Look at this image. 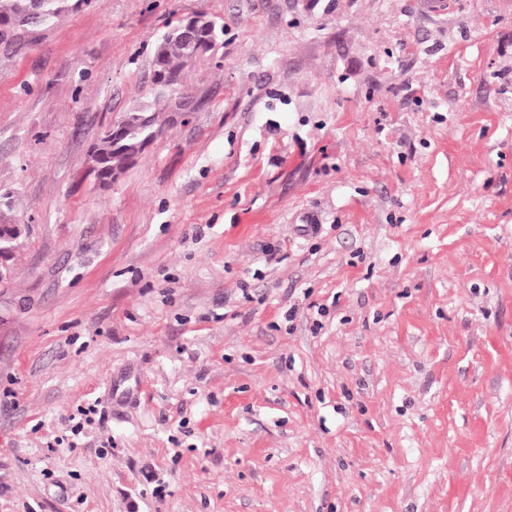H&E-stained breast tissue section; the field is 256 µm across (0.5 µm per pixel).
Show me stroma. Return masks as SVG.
I'll return each mask as SVG.
<instances>
[{
	"label": "stroma",
	"mask_w": 512,
	"mask_h": 512,
	"mask_svg": "<svg viewBox=\"0 0 512 512\" xmlns=\"http://www.w3.org/2000/svg\"><path fill=\"white\" fill-rule=\"evenodd\" d=\"M447 2L101 0L0 45V512H512V0ZM199 13L194 110L98 185ZM199 15L203 17V24L197 34V24L194 22L196 16H193L187 19L186 22H183V24L181 21L172 26L157 41L153 53L154 84L157 86L159 83H164L167 88L163 89L157 86L160 93L155 99L154 104L124 112L117 119V125L112 126L111 130V124L105 126L98 142L94 146L95 155L99 163L98 178H105L112 182L127 167L135 164L142 154H136L130 150L148 135L149 130L130 117L131 113H149L157 128L162 125L159 123L162 114L170 112L172 95L177 96L185 105L191 104V101L186 99L182 91L184 68L192 61L204 55L209 54V56H213L220 37L224 35L223 23L212 18L210 19L204 14ZM181 24L185 40L192 43L195 39L196 46L193 50H189L183 40ZM180 100L174 98L172 112L187 115L191 111L189 108L183 107ZM161 103L163 105L159 108L158 106ZM153 138L152 134L146 137L137 147V150L140 148L145 149ZM96 157L93 153L89 155L88 170L97 167Z\"/></svg>",
	"instance_id": "stroma-1"
}]
</instances>
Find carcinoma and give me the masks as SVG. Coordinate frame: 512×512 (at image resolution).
Instances as JSON below:
<instances>
[{"instance_id":"obj_1","label":"carcinoma","mask_w":512,"mask_h":512,"mask_svg":"<svg viewBox=\"0 0 512 512\" xmlns=\"http://www.w3.org/2000/svg\"><path fill=\"white\" fill-rule=\"evenodd\" d=\"M99 0H0V23L9 22L16 28L39 27L54 22L59 17L78 12ZM224 35V24L215 19L203 17L198 30L196 46L190 50L181 32V24L172 26L157 41L153 53L154 84L163 83L155 103L136 108L138 112L150 114L155 126H161L162 114L171 109V96L178 97L188 104L182 87L184 68L192 61L215 53L220 37ZM149 130L131 117L127 111L121 115L116 125L105 126L94 146L99 163L98 177L109 181L116 179L127 167L136 163L139 155L131 148L139 144ZM13 192L0 191V232L5 233L14 226L8 221L5 210L12 209Z\"/></svg>"}]
</instances>
